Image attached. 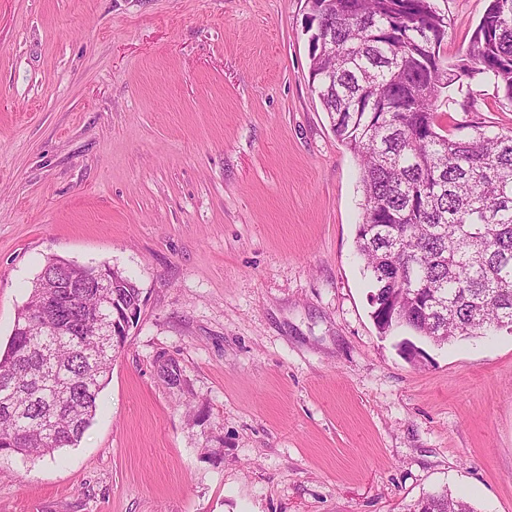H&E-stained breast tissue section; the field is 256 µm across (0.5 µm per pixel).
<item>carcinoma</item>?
I'll return each mask as SVG.
<instances>
[{"instance_id": "1", "label": "carcinoma", "mask_w": 512, "mask_h": 512, "mask_svg": "<svg viewBox=\"0 0 512 512\" xmlns=\"http://www.w3.org/2000/svg\"><path fill=\"white\" fill-rule=\"evenodd\" d=\"M310 82L336 137L360 161L356 250L370 271L372 318L413 359L436 346L512 330V131L448 138L437 102L458 75L441 47L448 19L433 0H308ZM472 70L512 105V0H488L469 41ZM83 265L49 258L0 352V457L51 456L78 445L121 346L95 316L138 305L122 273L106 288H73L47 308L52 276ZM56 419L49 433L38 426ZM414 512H474L443 490Z\"/></svg>"}]
</instances>
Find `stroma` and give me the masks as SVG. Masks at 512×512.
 <instances>
[{
    "label": "stroma",
    "instance_id": "35a3bbf8",
    "mask_svg": "<svg viewBox=\"0 0 512 512\" xmlns=\"http://www.w3.org/2000/svg\"><path fill=\"white\" fill-rule=\"evenodd\" d=\"M461 63L487 0H434ZM307 0H0V346L47 257L141 291L97 414L0 512H512V331L378 333ZM445 133L512 130L484 75ZM180 376L168 384L164 361ZM413 512H474L465 500L453 496L448 490L424 495L414 506Z\"/></svg>",
    "mask_w": 512,
    "mask_h": 512
}]
</instances>
